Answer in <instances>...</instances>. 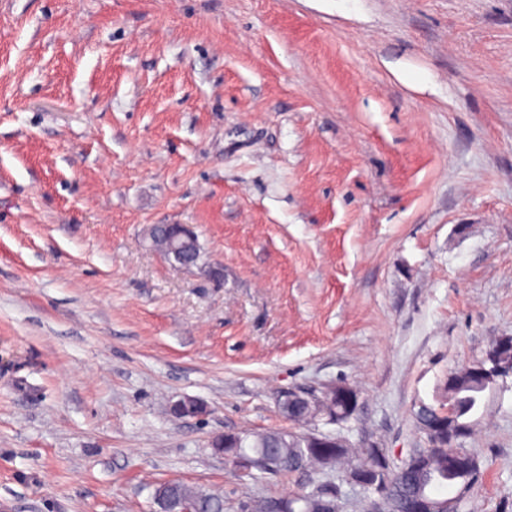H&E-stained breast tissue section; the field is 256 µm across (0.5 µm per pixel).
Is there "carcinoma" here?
I'll return each instance as SVG.
<instances>
[{"label": "carcinoma", "mask_w": 512, "mask_h": 512, "mask_svg": "<svg viewBox=\"0 0 512 512\" xmlns=\"http://www.w3.org/2000/svg\"><path fill=\"white\" fill-rule=\"evenodd\" d=\"M479 363L474 362L453 370L454 376L444 381L440 400L435 405L422 404L415 413L418 429L427 440L422 449L425 460L423 474L409 469L403 464L392 471L393 485L390 492L405 507L407 498L414 494L417 480L423 479L422 488L431 496L438 512L448 510V497L438 490L448 484V479H467L465 461L470 452L462 448V441L474 431L476 422L471 417L481 406L486 386L473 378ZM331 397L327 396L318 405L293 401L279 405L281 412L293 424L300 425L298 431H266L261 433L224 435V460L252 479L258 473L248 469L242 461L255 455L267 454L275 458L277 471L295 472L314 464L320 468H336L347 473L356 469L365 474L377 470L379 461L376 453L369 448H357L348 438L336 433L318 441L315 446L306 445L305 426L315 418H321L329 409ZM172 501V508L185 498L198 502L199 512H224V501L204 491L179 482H168L162 489ZM324 495L308 492L302 497L288 502L290 512H320L324 499L341 502L344 495L335 485L323 486Z\"/></svg>", "instance_id": "cac0c4a2"}]
</instances>
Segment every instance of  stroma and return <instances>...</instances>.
Returning <instances> with one entry per match:
<instances>
[{"mask_svg": "<svg viewBox=\"0 0 512 512\" xmlns=\"http://www.w3.org/2000/svg\"><path fill=\"white\" fill-rule=\"evenodd\" d=\"M501 336L512 0H0V512L339 482L211 448L330 383L358 396L341 433L399 466ZM183 396L206 413L173 418ZM483 403L461 512H512V376ZM168 229L170 235L169 246L163 250V255L167 258H173L181 265L189 266V261L183 254L186 243L196 238L195 233L190 227L181 224H170Z\"/></svg>", "mask_w": 512, "mask_h": 512, "instance_id": "35a3bbf8", "label": "stroma"}]
</instances>
